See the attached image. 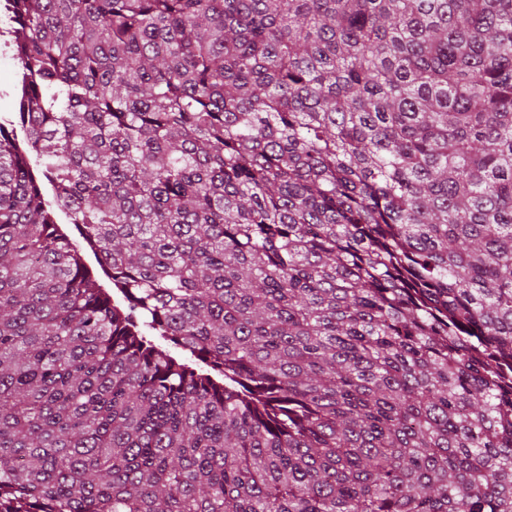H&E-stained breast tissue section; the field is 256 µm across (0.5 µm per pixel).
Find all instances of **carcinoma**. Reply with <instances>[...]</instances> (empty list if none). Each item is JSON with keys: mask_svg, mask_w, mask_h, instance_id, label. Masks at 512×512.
I'll return each mask as SVG.
<instances>
[{"mask_svg": "<svg viewBox=\"0 0 512 512\" xmlns=\"http://www.w3.org/2000/svg\"><path fill=\"white\" fill-rule=\"evenodd\" d=\"M3 8L0 512H512V0ZM7 37L0 36V118L10 119L18 112L15 85L18 82L20 65L13 51L4 46Z\"/></svg>", "mask_w": 512, "mask_h": 512, "instance_id": "obj_1", "label": "carcinoma"}]
</instances>
